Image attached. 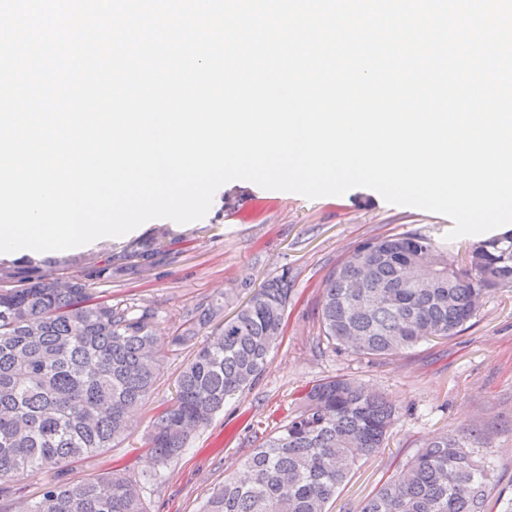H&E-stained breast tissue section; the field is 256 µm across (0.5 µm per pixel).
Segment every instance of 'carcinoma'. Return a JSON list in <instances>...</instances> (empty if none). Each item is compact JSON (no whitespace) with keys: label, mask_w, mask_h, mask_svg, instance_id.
<instances>
[{"label":"carcinoma","mask_w":512,"mask_h":512,"mask_svg":"<svg viewBox=\"0 0 512 512\" xmlns=\"http://www.w3.org/2000/svg\"><path fill=\"white\" fill-rule=\"evenodd\" d=\"M165 231L117 251L43 261L0 258V512H12L19 482L48 474L19 512H147L140 486L121 469L97 480L64 478L71 465L108 453L153 392L161 369L158 313L99 301L97 285L152 265ZM363 285L353 288L352 274ZM512 288V230L472 242L458 268L448 248L419 232L369 239L327 275L319 318L339 351L387 360L428 337L448 338L477 314L482 295ZM293 280L284 269L252 289L231 318L234 295L184 311L169 343L191 348L173 404L156 415L149 447L178 455L227 399L254 386L283 335ZM205 337L197 343L198 337ZM398 411L367 385L344 377L312 385L300 412L243 461L248 477L224 479L201 512H325L359 460L383 447ZM475 432H442L379 486L361 512H482L491 465Z\"/></svg>","instance_id":"1"}]
</instances>
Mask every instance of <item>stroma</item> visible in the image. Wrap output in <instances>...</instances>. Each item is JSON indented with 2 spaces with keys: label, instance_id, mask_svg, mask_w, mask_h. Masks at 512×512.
<instances>
[{
  "label": "stroma",
  "instance_id": "1",
  "mask_svg": "<svg viewBox=\"0 0 512 512\" xmlns=\"http://www.w3.org/2000/svg\"><path fill=\"white\" fill-rule=\"evenodd\" d=\"M162 224L150 220L111 243L125 246ZM163 225L170 236L160 261L100 284L99 298L157 309L158 334L164 337L187 307L231 288L258 286L286 270L294 289L283 337L255 387L226 402L188 448L163 465L148 452L146 438L158 406L175 398L177 377L192 352L160 345L161 377L122 446L75 463L70 480H91L120 465L140 482L148 512H200L254 448L300 411L308 388L344 376L383 393L400 419L388 447L358 463L327 512H360L399 464L445 430L476 431L490 439L497 481L486 494L484 512H512V289L481 298L476 318L456 335L420 343L386 363L338 353L319 341L321 288L338 261L376 236L417 231L445 241L453 228L448 217L388 204L367 188L308 199L235 180L217 190L201 220Z\"/></svg>",
  "mask_w": 512,
  "mask_h": 512
}]
</instances>
